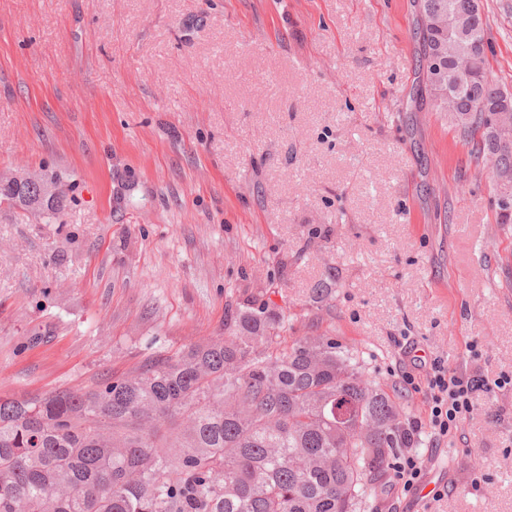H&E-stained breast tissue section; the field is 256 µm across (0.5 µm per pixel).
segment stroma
<instances>
[{"instance_id":"stroma-1","label":"stroma","mask_w":512,"mask_h":512,"mask_svg":"<svg viewBox=\"0 0 512 512\" xmlns=\"http://www.w3.org/2000/svg\"><path fill=\"white\" fill-rule=\"evenodd\" d=\"M481 8L512 92V0ZM418 21L416 0H0V172L66 192L0 202V396L84 391L273 309L285 340L362 346L421 423L448 475L426 512H512V387L438 438L400 383L410 344L512 375V223L433 105ZM390 479L365 512H411ZM6 199L11 202L13 205H18L24 209L31 211H55L60 210L64 201H65V192L63 190H59V193L53 197H46L43 199H33L27 190H17L14 191L12 189H0V199Z\"/></svg>"}]
</instances>
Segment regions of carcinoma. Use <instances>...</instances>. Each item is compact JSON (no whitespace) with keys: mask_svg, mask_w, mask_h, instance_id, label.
<instances>
[{"mask_svg":"<svg viewBox=\"0 0 512 512\" xmlns=\"http://www.w3.org/2000/svg\"><path fill=\"white\" fill-rule=\"evenodd\" d=\"M422 66L437 110L494 183H512V120L489 119L492 78L477 0H424ZM448 82L429 74L438 43ZM31 211L61 209L65 192ZM281 317L245 307L231 336L165 356L83 392L0 398V512H361L368 477L419 445L403 407L366 373L363 350L331 336L281 347Z\"/></svg>","mask_w":512,"mask_h":512,"instance_id":"carcinoma-1","label":"carcinoma"}]
</instances>
